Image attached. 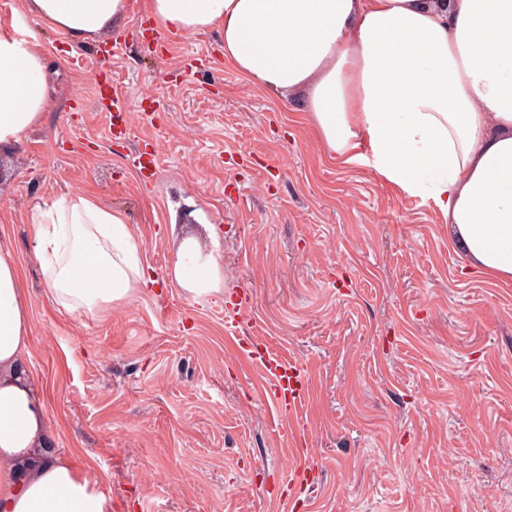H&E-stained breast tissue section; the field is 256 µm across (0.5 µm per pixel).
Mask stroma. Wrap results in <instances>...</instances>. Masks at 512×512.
I'll return each mask as SVG.
<instances>
[{"label":"stroma","mask_w":512,"mask_h":512,"mask_svg":"<svg viewBox=\"0 0 512 512\" xmlns=\"http://www.w3.org/2000/svg\"><path fill=\"white\" fill-rule=\"evenodd\" d=\"M147 4L84 43L35 25L55 107L0 158L55 454L89 464L112 512H512V280L480 274L431 198L331 162L303 99L247 84L219 31L147 53ZM107 43L118 136L93 92ZM150 142L146 188L129 157ZM82 193L125 215L152 280L104 316L45 299L27 233L34 206ZM206 262L213 291L177 284ZM235 329L301 366L298 440Z\"/></svg>","instance_id":"stroma-1"}]
</instances>
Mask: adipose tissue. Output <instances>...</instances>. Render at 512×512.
<instances>
[{"mask_svg":"<svg viewBox=\"0 0 512 512\" xmlns=\"http://www.w3.org/2000/svg\"><path fill=\"white\" fill-rule=\"evenodd\" d=\"M125 0H21L0 21V154L52 107L26 14L94 39ZM158 27L216 29L224 63L253 86L301 94L325 155L369 160L432 197L486 276L512 279V0H149ZM29 235L45 298L99 314L147 287L124 215L90 195L35 206ZM29 309L0 252V512H112L89 468L49 453L45 403L28 385Z\"/></svg>","mask_w":512,"mask_h":512,"instance_id":"1","label":"adipose tissue"}]
</instances>
